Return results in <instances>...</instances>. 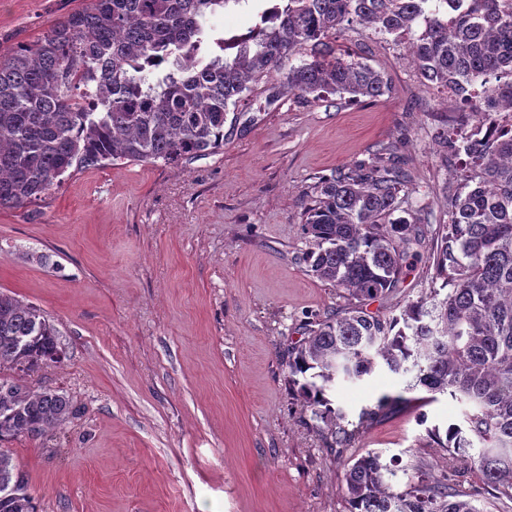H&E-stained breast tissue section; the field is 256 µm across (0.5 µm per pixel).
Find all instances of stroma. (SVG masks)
<instances>
[{"label":"stroma","mask_w":512,"mask_h":512,"mask_svg":"<svg viewBox=\"0 0 512 512\" xmlns=\"http://www.w3.org/2000/svg\"><path fill=\"white\" fill-rule=\"evenodd\" d=\"M85 4L0 0V52ZM336 49L384 71L392 94L286 97L238 112L223 149L190 165L91 169L0 211V291L40 308L65 351L26 382L77 409L60 429L11 444L37 512H349L350 457L409 448L432 459L419 414L461 419L463 404L447 397L414 401L334 448L288 383L308 313L346 305L303 260L301 203L317 177L392 144L442 216L447 175L433 134L461 118L404 44L361 28ZM426 284L425 261H414L369 309L397 313ZM405 384L379 372L338 384L334 401L354 421Z\"/></svg>","instance_id":"obj_1"}]
</instances>
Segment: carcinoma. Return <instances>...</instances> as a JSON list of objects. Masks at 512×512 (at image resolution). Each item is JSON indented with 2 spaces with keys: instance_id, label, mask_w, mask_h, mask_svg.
I'll list each match as a JSON object with an SVG mask.
<instances>
[{
  "instance_id": "cac0c4a2",
  "label": "carcinoma",
  "mask_w": 512,
  "mask_h": 512,
  "mask_svg": "<svg viewBox=\"0 0 512 512\" xmlns=\"http://www.w3.org/2000/svg\"><path fill=\"white\" fill-rule=\"evenodd\" d=\"M241 0H92L38 40L0 54V210L44 197L76 172L118 162L178 167L224 148L229 112L284 96L351 100L392 94L387 74L353 56L331 60L357 26L408 40L407 56L462 114L490 116L460 135L442 123L441 166L465 156L444 187V215L402 208L410 175L394 146L321 176L303 203L304 261L344 290L341 314L312 313L288 352L290 382L333 444L345 447L385 411L449 395L463 420L425 428L441 461L398 467L381 451L344 468L350 512H487L488 494L512 502V0H279L243 35L218 36L217 9ZM424 25L420 35L414 29ZM432 242L433 274L397 314L368 303L398 286ZM63 357L59 331L35 306L0 292V512H37L26 472L4 443L42 437L75 413L34 374ZM379 371L409 378L403 393L362 408L332 406V388Z\"/></svg>"
}]
</instances>
